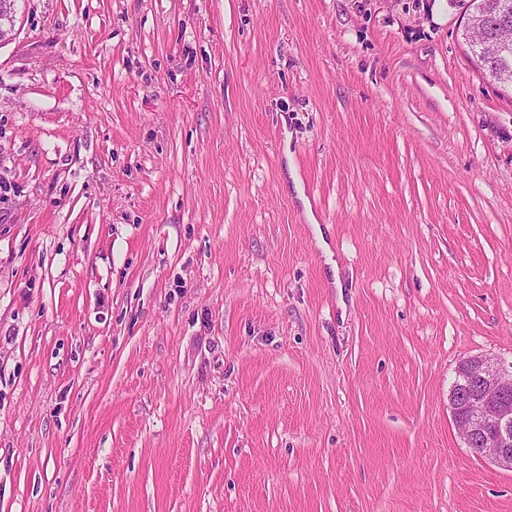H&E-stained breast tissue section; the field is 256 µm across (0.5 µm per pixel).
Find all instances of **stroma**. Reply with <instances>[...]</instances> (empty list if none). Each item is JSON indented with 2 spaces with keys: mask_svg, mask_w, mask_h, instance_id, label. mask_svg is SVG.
Listing matches in <instances>:
<instances>
[{
  "mask_svg": "<svg viewBox=\"0 0 512 512\" xmlns=\"http://www.w3.org/2000/svg\"><path fill=\"white\" fill-rule=\"evenodd\" d=\"M14 4L0 512H512L448 409L512 361L460 0Z\"/></svg>",
  "mask_w": 512,
  "mask_h": 512,
  "instance_id": "1",
  "label": "stroma"
}]
</instances>
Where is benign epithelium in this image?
<instances>
[{"instance_id": "benign-epithelium-1", "label": "benign epithelium", "mask_w": 512, "mask_h": 512, "mask_svg": "<svg viewBox=\"0 0 512 512\" xmlns=\"http://www.w3.org/2000/svg\"><path fill=\"white\" fill-rule=\"evenodd\" d=\"M448 395L453 423L474 456L512 472V363L462 359Z\"/></svg>"}]
</instances>
